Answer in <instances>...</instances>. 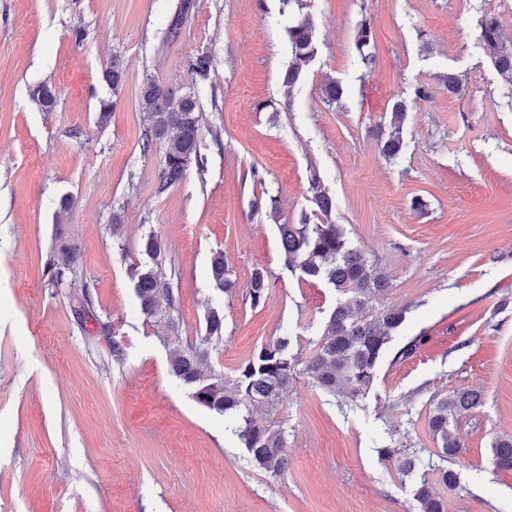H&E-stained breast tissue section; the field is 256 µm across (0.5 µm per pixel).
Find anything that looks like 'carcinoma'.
I'll list each match as a JSON object with an SVG mask.
<instances>
[{
    "label": "carcinoma",
    "instance_id": "carcinoma-1",
    "mask_svg": "<svg viewBox=\"0 0 512 512\" xmlns=\"http://www.w3.org/2000/svg\"><path fill=\"white\" fill-rule=\"evenodd\" d=\"M480 29L481 39L497 70L512 85V45L503 42L500 17L495 13L484 15ZM288 39L292 60L284 75V86L291 89L316 53L311 17L302 16L290 25ZM371 41V26L363 20L354 46L366 61L371 59L366 54ZM33 99L46 111L51 110L56 101L46 85L34 90ZM140 106L147 121L143 149H149L157 139L167 142L157 188V193L162 194L182 178L191 161L198 157L201 133L198 99L192 93L175 99L171 92L148 82L142 91ZM406 112L405 103L394 104L390 132L380 141L381 152L389 158L397 156L402 149ZM279 232L285 262L298 267L307 278L325 280L339 295L327 317L326 333L312 354L302 360L290 354L288 338L276 337L262 343L243 359L230 382L221 374H204L207 353L196 345L175 352L170 360L171 372L192 388L196 402L220 415L237 419L232 432L258 467L273 477L288 467L285 430L273 423H256L252 419L253 407L278 404L300 374L307 375L327 394L356 401L371 389L391 333L401 326L407 313L405 308L370 313L373 296L388 288L387 277L377 266L368 263L340 225L312 224L310 216L303 213L298 223L279 225ZM143 251L150 262L134 267L131 276L142 312L152 317L159 311L160 302L173 305L174 293L164 272L162 242L150 235L144 241ZM75 262L76 254L72 251L63 252L52 262L51 284H63L65 273ZM210 276L216 290L228 295L233 292L234 282L228 276L224 253L213 255ZM266 277L267 272L262 269L255 270L251 276L248 297L253 308L265 302ZM223 337L224 317L212 309L205 318V340L218 343ZM426 342L424 335L412 337L397 351L394 360L412 357ZM481 405V390L469 386L458 387L434 400L427 416V429L435 442V453L389 443L378 447L379 458L398 463L404 474L420 472L414 492L420 512H447L445 498L430 486L428 476H437V482L446 490L458 485L457 473L447 466L463 448L456 427L460 416ZM492 461L500 470H512V436L495 439Z\"/></svg>",
    "mask_w": 512,
    "mask_h": 512
}]
</instances>
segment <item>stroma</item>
<instances>
[{
    "mask_svg": "<svg viewBox=\"0 0 512 512\" xmlns=\"http://www.w3.org/2000/svg\"><path fill=\"white\" fill-rule=\"evenodd\" d=\"M177 3L0 0V512H418L414 479L377 449L391 426L410 447H431L430 402L461 386L484 399L458 425L448 512H512V471L491 462L493 439L512 434V87L478 27L496 13L512 43V0H194L172 37ZM302 12L316 55L288 91L286 30ZM364 19L371 68L354 49ZM200 54L212 61L205 81L189 67ZM116 58L117 90L104 77ZM450 72L464 95L445 90ZM329 78L340 103L322 97ZM149 80L194 93L202 113L198 157L162 194L166 145L142 147ZM41 84L52 110L32 98ZM400 100L403 146L391 160L378 131ZM315 179L333 200L325 215ZM304 212L341 225L388 276L372 310L409 313L356 402L301 374L278 405L255 407L257 423L287 431L288 469L272 477L231 420L171 374L169 351L199 344L214 308L224 339L209 367L225 380L278 336L312 352L337 295L284 262L278 227ZM150 235L179 290L153 318L129 276ZM73 247L74 271L51 285L50 261ZM219 251L231 297L211 285ZM259 268L268 296L254 308L245 292ZM84 290L92 307L80 320ZM419 334L427 343L392 361Z\"/></svg>",
    "mask_w": 512,
    "mask_h": 512,
    "instance_id": "35a3bbf8",
    "label": "stroma"
}]
</instances>
